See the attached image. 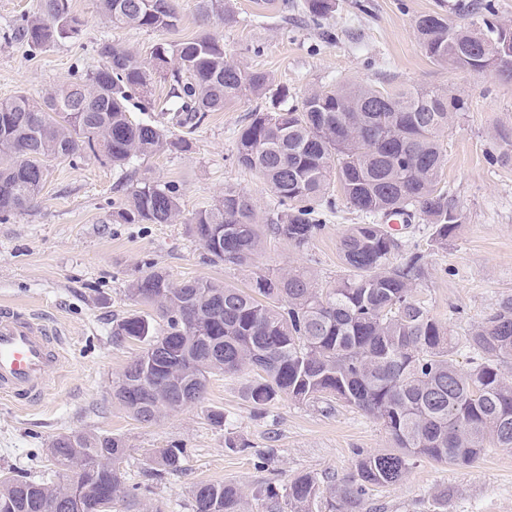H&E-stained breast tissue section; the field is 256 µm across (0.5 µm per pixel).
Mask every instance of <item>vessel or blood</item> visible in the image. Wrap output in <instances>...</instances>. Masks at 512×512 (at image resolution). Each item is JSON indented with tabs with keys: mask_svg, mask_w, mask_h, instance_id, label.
Here are the masks:
<instances>
[{
	"mask_svg": "<svg viewBox=\"0 0 512 512\" xmlns=\"http://www.w3.org/2000/svg\"><path fill=\"white\" fill-rule=\"evenodd\" d=\"M63 362L46 325L14 309L0 307V393L32 403L40 400Z\"/></svg>",
	"mask_w": 512,
	"mask_h": 512,
	"instance_id": "vessel-or-blood-1",
	"label": "vessel or blood"
}]
</instances>
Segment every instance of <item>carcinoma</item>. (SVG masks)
<instances>
[{"label": "carcinoma", "mask_w": 512, "mask_h": 512, "mask_svg": "<svg viewBox=\"0 0 512 512\" xmlns=\"http://www.w3.org/2000/svg\"><path fill=\"white\" fill-rule=\"evenodd\" d=\"M115 29L170 30L178 26L175 0H98ZM334 0H305L317 22ZM468 22L448 25L439 13L423 14L419 43L433 62L473 75L494 54H512V37L499 38L501 23L487 0L463 7ZM81 20L69 0H38L36 10L12 29L13 39L46 48L74 38ZM101 66L82 82L52 88L38 98L17 95L0 101V215L24 211L37 200L49 163L103 156L115 166L166 147L154 123L130 120L128 103L146 94L154 76H171L172 94L184 98L183 122L198 124L247 94L263 95L269 76L229 61L224 43L207 33L176 44L158 43L150 56L105 39ZM178 68L169 71V62ZM277 93L273 110L254 112L236 137V160L259 173L277 201L260 230L250 198L234 186L212 206L188 219L190 233L209 260L247 267L261 250L263 235L297 248L314 240L323 224L316 214L335 206L339 187L353 209L369 216L419 215L441 244L462 224L455 197L441 186L446 162L443 137L463 99L445 91L407 87L385 94L368 85L342 83L310 91L299 106H285ZM181 216L179 189L143 180L130 184L112 212L118 224H172ZM401 248L385 224H353L340 241L346 270L325 287L302 269L256 273L246 289L186 279L173 282L159 269L133 281L129 296L151 306L163 321L131 314L113 329L117 342L145 344L112 382V398L135 419L152 423L187 406L189 393L204 399L215 372L253 374L249 401L262 410L274 400L303 403L323 395L362 411L385 428L392 448L357 453L350 480L301 474L286 494L266 488L267 512H365L371 486L395 484L413 461L470 465L491 448H512V382L502 367L512 360V298L463 336H454L412 295L424 276L423 255L391 262ZM470 353L461 368L455 352ZM145 375L150 396L137 387ZM49 461L57 472L75 470L76 487L23 481L0 475V512H141L138 495L124 486L117 463L128 452L123 438L60 434ZM183 448L159 452L150 476L160 480L181 470ZM191 512H246L234 485L200 483Z\"/></svg>", "instance_id": "cac0c4a2"}]
</instances>
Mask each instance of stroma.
Listing matches in <instances>:
<instances>
[{
  "label": "stroma",
  "mask_w": 512,
  "mask_h": 512,
  "mask_svg": "<svg viewBox=\"0 0 512 512\" xmlns=\"http://www.w3.org/2000/svg\"><path fill=\"white\" fill-rule=\"evenodd\" d=\"M278 2L266 13L257 0H230L235 19L228 23L215 15L202 19L200 0H176L178 27L155 31L113 28L97 0H71L82 22L79 35L34 50L12 41L9 32L36 0H0V100L22 92L37 96L90 74L101 63L95 48L107 38L146 55L154 44L206 31L223 40L228 59L271 79L267 94L207 113L186 135L171 123L176 101L169 96L168 80L155 77L148 98H133L130 116L187 136L188 150L165 149L124 168L102 156L51 162L35 205L0 216V304L47 325L63 353L62 368L40 402L0 395V472L54 479L48 450L58 435L108 434L125 440L130 454L118 468L126 486L137 488L154 512H189L192 491L202 482L235 485L247 494L250 512H267V483L282 489L303 473L342 479L353 473L357 451L390 447L379 422L336 402L297 404L283 398L256 410L244 374L211 375L203 402L153 423L135 420L112 399L113 379L144 349L138 341L114 342L112 328L129 314H151L150 306L128 295L148 267L176 282L203 278L238 288L247 287L260 270L302 268L322 286L343 274L340 238L367 217L341 197L309 245L298 249L268 239L247 268L210 262L185 223L214 204L228 185L244 191L260 217L273 211L276 199L264 180L237 164L235 139L251 112L271 109L280 89H287L292 105L309 91L333 88L343 79L389 93L413 85L462 98L466 110L444 137L442 183L454 195L463 222L444 245L435 243L425 221L402 230L404 253L424 256L425 274L413 295L458 333L512 298V80L433 63L415 29L418 16L433 12L463 24L461 8L468 0H335L334 11L317 24L306 15L304 0ZM144 179L179 187L184 222L110 221L113 206L125 198L127 181ZM213 409L223 411L226 426L211 424ZM231 440L246 443L247 451L228 448ZM173 447L185 451L181 472L149 478V457ZM365 508L512 512V449H490L468 466L417 460L399 483L371 487Z\"/></svg>",
  "instance_id": "1"
}]
</instances>
